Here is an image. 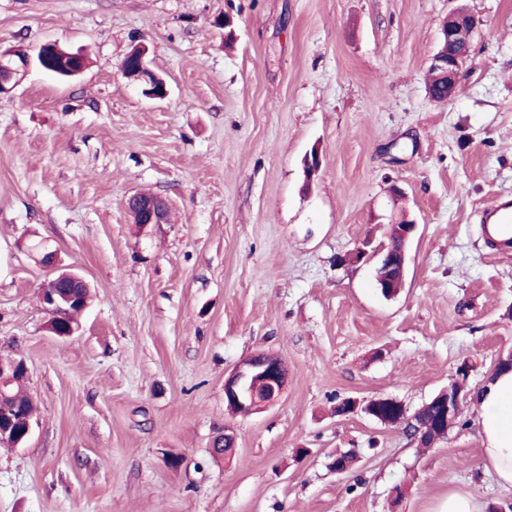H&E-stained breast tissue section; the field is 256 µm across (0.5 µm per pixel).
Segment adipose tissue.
Masks as SVG:
<instances>
[{
  "label": "adipose tissue",
  "mask_w": 512,
  "mask_h": 512,
  "mask_svg": "<svg viewBox=\"0 0 512 512\" xmlns=\"http://www.w3.org/2000/svg\"><path fill=\"white\" fill-rule=\"evenodd\" d=\"M477 400L482 466L501 486L512 487V369L493 372Z\"/></svg>",
  "instance_id": "obj_1"
}]
</instances>
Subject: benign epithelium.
<instances>
[{
	"mask_svg": "<svg viewBox=\"0 0 512 512\" xmlns=\"http://www.w3.org/2000/svg\"><path fill=\"white\" fill-rule=\"evenodd\" d=\"M475 26L473 15L464 7H458L449 13L448 23L443 25L439 47L433 55L431 65L440 72L445 83L444 96L446 100L455 97L462 77V67L468 54L460 49L456 40V28ZM64 54L63 65L58 75L66 78L76 76L84 70L82 53L63 49L56 42L42 44L34 54L22 46L8 49L0 48V96L11 93L18 83L26 76L29 70L36 66L43 68L49 60ZM122 71L124 75L133 80H142L148 85L147 94L154 99H163L167 96L165 82L159 78L149 67L147 52L136 48L126 55L123 60ZM133 207L131 215L138 224H164L166 223V203L151 196L142 199L134 196L128 202ZM354 256L359 259L380 258V262L396 269L398 281H403L407 265L406 249L398 252L382 246H372V239L365 238L354 250ZM43 265L51 269V277L40 290V300L50 315V319L58 322L63 320V313L71 310L74 305L80 304L78 296L58 288L59 282L65 280L70 287L80 290H90L88 282L77 271L59 266L57 253L47 251L41 257ZM270 357L257 354L239 365L224 380V400L235 408L236 414L248 417L251 414L275 404L282 396L287 378L274 369L268 368ZM28 379V367L22 358L0 361V393L19 380ZM467 395L463 387L452 385L441 390L431 399L439 410L438 426L443 433L453 428L459 418V413ZM388 403L396 409L406 411L399 401L392 398L370 399L358 402L355 399H346L340 404L341 414L346 415L357 411L358 406L369 410L379 402ZM35 421L30 416H14L0 411V441L9 442L17 447L25 443L32 435Z\"/></svg>",
	"mask_w": 512,
	"mask_h": 512,
	"instance_id": "7a95c632",
	"label": "benign epithelium"
}]
</instances>
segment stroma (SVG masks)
<instances>
[{
    "instance_id": "35a3bbf8",
    "label": "stroma",
    "mask_w": 512,
    "mask_h": 512,
    "mask_svg": "<svg viewBox=\"0 0 512 512\" xmlns=\"http://www.w3.org/2000/svg\"><path fill=\"white\" fill-rule=\"evenodd\" d=\"M457 0H0V47L82 50L0 97V357L24 359L31 438L0 447V512H438L512 501L478 466L474 400L433 447L340 415L415 411L512 353V253L483 209L512 198V0H464L453 100L426 92ZM144 46L168 94L122 73ZM321 159L307 176L304 160ZM152 193L165 224L133 223ZM418 224L397 295L348 254ZM48 243L91 285L78 332L47 329ZM280 357L288 384L242 418L224 378ZM235 453L214 461L215 430ZM356 449L354 468L330 467ZM180 457L171 468L170 457ZM403 498H396V490ZM487 503L470 493H450L439 512H486Z\"/></svg>"
}]
</instances>
